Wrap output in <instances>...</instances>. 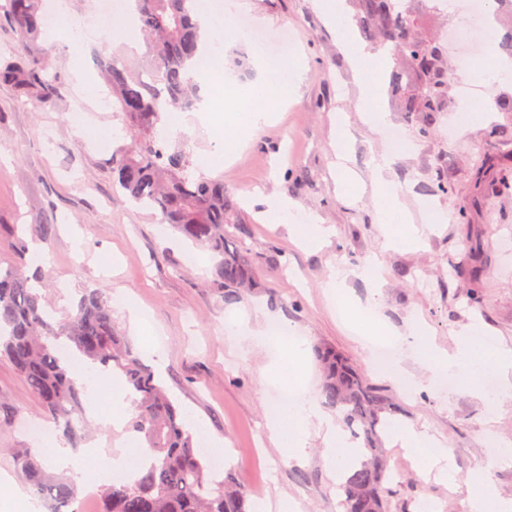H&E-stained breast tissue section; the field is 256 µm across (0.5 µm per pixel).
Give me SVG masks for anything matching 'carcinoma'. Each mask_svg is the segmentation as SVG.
I'll return each instance as SVG.
<instances>
[{"mask_svg": "<svg viewBox=\"0 0 512 512\" xmlns=\"http://www.w3.org/2000/svg\"><path fill=\"white\" fill-rule=\"evenodd\" d=\"M43 0H5L18 43L16 56L0 66V84L17 97L55 107L66 92L49 53L39 44L44 27ZM352 19L365 38L396 56L391 92L403 112H423L428 132L435 113L443 111L454 73L445 51L421 32L425 0H348ZM136 23L146 40L157 79L149 83L117 57L98 62L101 76L118 105L130 142L112 154V182L138 207L160 213L184 238L206 248L214 260V285L224 290V304L242 292L261 287L256 261L244 238L236 204L224 178L194 177L190 153L168 151L158 135L160 105L180 106L197 92L190 70L201 31L194 0H137ZM238 244L229 248L228 228ZM112 372L135 395L130 429L154 452L138 478L103 485L101 512H248V491L232 470L224 480L212 477L207 461L185 429L180 408L150 369L133 355L113 318L101 289L87 290L73 313L56 324L42 296L22 267L0 268V355L6 358L70 447H80L85 425L71 415L82 408L85 386L64 364L66 344ZM323 403L341 416L343 428L363 442L362 457L338 484L344 512H387V485L397 461L383 440L385 415L398 411L386 390L373 384L340 353L318 351ZM16 461L35 495L63 512L76 497L67 477L48 473L32 450L16 452Z\"/></svg>", "mask_w": 512, "mask_h": 512, "instance_id": "1", "label": "carcinoma"}]
</instances>
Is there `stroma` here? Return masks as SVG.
Wrapping results in <instances>:
<instances>
[{"label":"stroma","instance_id":"obj_1","mask_svg":"<svg viewBox=\"0 0 512 512\" xmlns=\"http://www.w3.org/2000/svg\"><path fill=\"white\" fill-rule=\"evenodd\" d=\"M237 2L236 18L264 35L293 32V48L307 69L274 120L215 170L238 203L245 244L258 258L268 291L225 306L212 284L209 253L113 188L112 151L125 141L124 123L115 108L95 106L106 94L97 62L123 56L142 71L145 48L117 45L104 35L77 49L63 27L41 33L66 84L57 107L18 100L0 86V266L15 261L14 241L28 250L40 246L38 264L47 274L40 293L59 320L85 289L123 296L113 316L134 354L147 365L151 350H158L165 364L160 383L187 414L208 457L218 458L212 442L223 440L251 504L287 497L298 512H343L322 432L309 428L303 462L283 458L271 440L282 386L261 384L260 376L286 354V345L240 348L227 329L231 319L245 332L285 324L306 339L310 352L301 376L315 396L321 377L313 351L335 349L399 398L404 412L394 423L427 431L446 446L455 468L450 483L420 476L413 457L387 440L400 464L388 489L390 512H419L425 500L440 512H469V478L483 469L500 497L512 499V397L502 396L500 374H493L492 390L479 393L450 377L419 392L405 389L372 367L371 337L350 313L351 306L376 298L385 341H401V365L414 379L426 376L430 350L455 352L459 332L470 325L512 349V112L495 107L512 98V82L486 86L480 111H462L458 97L450 96L425 135L420 113L400 111L392 101L391 54L374 49L357 27L349 29L354 43L382 62L368 98L316 0ZM77 97L94 106L79 129L68 118ZM374 111L385 113V126L371 123ZM340 117L352 135L343 153L336 147ZM160 127L168 147L189 144L193 159L214 145L210 123L197 120L182 130L167 113ZM392 128L405 147L394 153L389 176L402 189L404 223L420 233L410 248L390 245L387 225L376 219L372 162L387 150ZM485 159L496 162L493 172H482ZM255 194L288 199L313 215L325 230L319 243L303 246L295 230L265 223L262 206L251 201ZM45 224L53 225L51 236H43ZM474 241L483 246L476 276L466 264ZM371 262L375 279L353 276V269ZM340 275L345 286L337 295L331 284ZM41 418L39 399L0 357V479H9L0 482V500L11 486L26 487L15 453L33 447L27 427Z\"/></svg>","mask_w":512,"mask_h":512}]
</instances>
